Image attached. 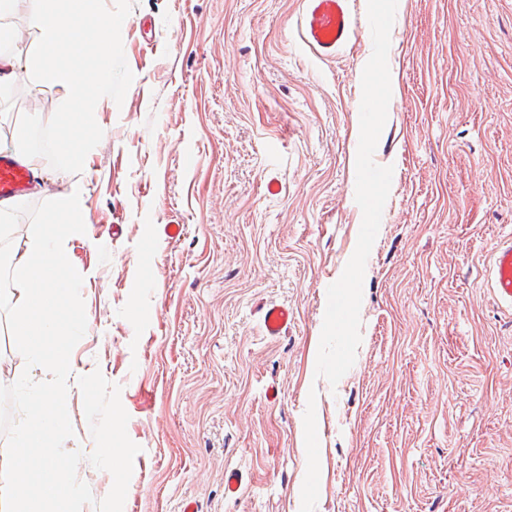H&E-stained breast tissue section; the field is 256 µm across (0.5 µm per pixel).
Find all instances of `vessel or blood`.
I'll list each match as a JSON object with an SVG mask.
<instances>
[{"label":"vessel or blood","mask_w":512,"mask_h":512,"mask_svg":"<svg viewBox=\"0 0 512 512\" xmlns=\"http://www.w3.org/2000/svg\"><path fill=\"white\" fill-rule=\"evenodd\" d=\"M354 22L349 0H305L300 37L318 56L332 57L351 38ZM30 171L14 155L0 153V198H18L28 189ZM485 285L495 299L512 309V240L502 242L490 255ZM292 314L281 305L268 306L264 327L268 335L284 333Z\"/></svg>","instance_id":"b4317fda"}]
</instances>
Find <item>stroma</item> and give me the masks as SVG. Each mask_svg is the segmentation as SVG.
<instances>
[{"label": "stroma", "mask_w": 512, "mask_h": 512, "mask_svg": "<svg viewBox=\"0 0 512 512\" xmlns=\"http://www.w3.org/2000/svg\"><path fill=\"white\" fill-rule=\"evenodd\" d=\"M304 0H137L134 80L104 98L82 172L36 158L37 205L86 188L72 235L87 328L78 375L121 388L140 445L123 512H512V310L484 266L512 235V0H398L392 97L374 153L393 166L368 257L361 344L316 377L327 286L356 248L367 0L351 41L315 55ZM64 86L16 72L0 152ZM280 191L268 195V181ZM181 232L170 236L166 225ZM287 333L267 335V305ZM78 478L96 512L113 478L70 386ZM243 474L236 495L224 473ZM292 317V312L285 306H268L263 318L266 333L270 336L281 335L288 329Z\"/></svg>", "instance_id": "1"}]
</instances>
